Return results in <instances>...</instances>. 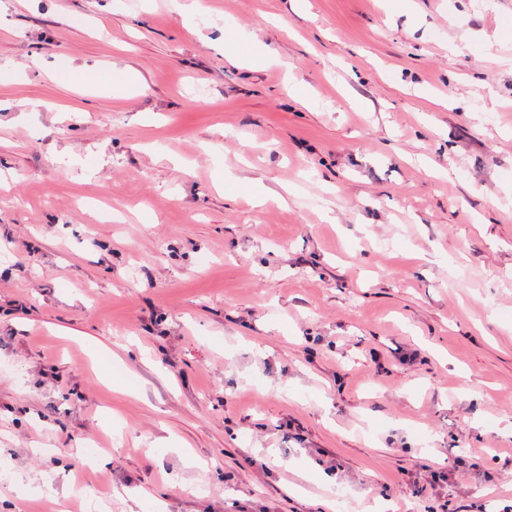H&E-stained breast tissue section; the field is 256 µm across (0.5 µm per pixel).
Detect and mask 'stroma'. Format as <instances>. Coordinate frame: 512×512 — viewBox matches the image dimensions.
I'll use <instances>...</instances> for the list:
<instances>
[{
  "label": "stroma",
  "instance_id": "1",
  "mask_svg": "<svg viewBox=\"0 0 512 512\" xmlns=\"http://www.w3.org/2000/svg\"><path fill=\"white\" fill-rule=\"evenodd\" d=\"M0 98V512L512 504V0H0Z\"/></svg>",
  "mask_w": 512,
  "mask_h": 512
}]
</instances>
